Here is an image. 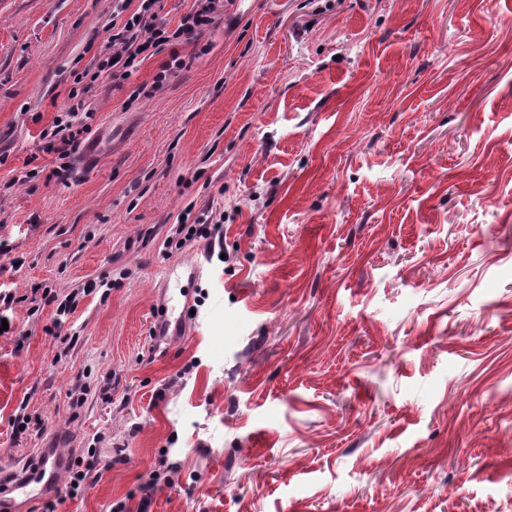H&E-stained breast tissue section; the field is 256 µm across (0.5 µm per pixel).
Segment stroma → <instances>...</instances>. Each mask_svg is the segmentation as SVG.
Listing matches in <instances>:
<instances>
[{"instance_id": "obj_1", "label": "stroma", "mask_w": 512, "mask_h": 512, "mask_svg": "<svg viewBox=\"0 0 512 512\" xmlns=\"http://www.w3.org/2000/svg\"><path fill=\"white\" fill-rule=\"evenodd\" d=\"M218 11L88 90L60 181L118 0H0V464L95 448L56 512H143L154 471L144 512H512V0ZM206 207L223 255L170 247ZM46 287L81 292L53 336ZM165 287L197 306L159 343ZM83 103L78 100L69 107V112H63L64 115H58L54 121V130L50 134L54 137L50 142L49 151L58 154L59 160L69 158L74 154L82 143L80 136L88 130L86 125L74 129L71 119L77 114L76 109H80Z\"/></svg>"}]
</instances>
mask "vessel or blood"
<instances>
[{"label":"vessel or blood","mask_w":512,"mask_h":512,"mask_svg":"<svg viewBox=\"0 0 512 512\" xmlns=\"http://www.w3.org/2000/svg\"><path fill=\"white\" fill-rule=\"evenodd\" d=\"M175 310L171 296H164L155 310L154 336L167 335L170 327L181 326ZM70 463V456L59 448H43L27 458L19 464L14 479L0 485V512H39L41 502L57 487Z\"/></svg>","instance_id":"1"}]
</instances>
